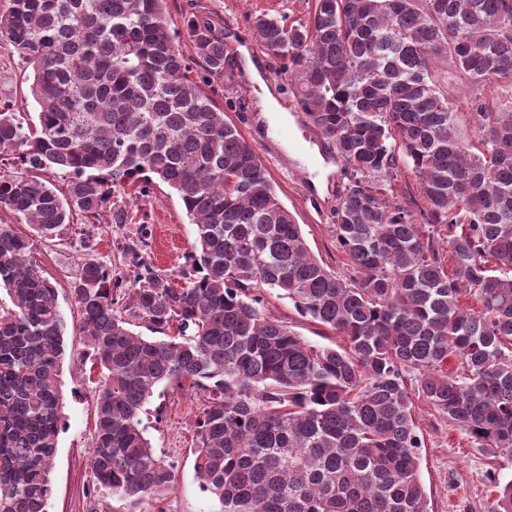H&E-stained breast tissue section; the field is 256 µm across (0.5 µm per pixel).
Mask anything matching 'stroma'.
<instances>
[{"mask_svg": "<svg viewBox=\"0 0 512 512\" xmlns=\"http://www.w3.org/2000/svg\"><path fill=\"white\" fill-rule=\"evenodd\" d=\"M312 0H168V28L182 34L184 20L193 15L209 18L223 28L229 47L221 78H207L195 68L194 78L206 79V92L224 118L253 146L280 201L293 214L312 253L332 270L348 275L352 269L336 246L333 210L347 183L343 166L331 146L312 125L293 127L292 140L277 148L262 144L265 116L258 88L243 74V58L259 64L266 84L283 109L300 113L298 93L283 73L284 61L268 53L250 26L252 15L285 17L287 23L305 19ZM31 73L18 58L0 50V102L36 119L37 105L30 96ZM116 209L126 221L91 231L85 225H67L52 240L35 239L33 249L45 274L58 283V303L67 322L63 363L62 429L52 474L53 494L47 512H220L218 501L197 479L194 471L197 421L205 404L202 391L188 384L157 387L141 415L145 435L157 454L173 463V493L162 501L130 505L118 496L95 492L88 467L94 424V394L99 380L92 371L91 351L80 332L70 293L71 273L77 272L84 252L110 265L124 280L134 277V257L125 248L142 242L138 258L169 277L173 286L185 283L191 273L195 227L190 224L179 197L165 184H153L145 194L121 198ZM268 315L292 325L307 341L321 346L339 345L333 330L302 317L292 303L277 294L265 300ZM414 412L424 437L421 478L430 512H488L496 483L512 479V460L491 457L469 442L466 435L441 417L422 394L412 396Z\"/></svg>", "mask_w": 512, "mask_h": 512, "instance_id": "35a3bbf8", "label": "stroma"}]
</instances>
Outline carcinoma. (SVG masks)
Returning <instances> with one entry per match:
<instances>
[{
    "instance_id": "obj_1",
    "label": "carcinoma",
    "mask_w": 512,
    "mask_h": 512,
    "mask_svg": "<svg viewBox=\"0 0 512 512\" xmlns=\"http://www.w3.org/2000/svg\"><path fill=\"white\" fill-rule=\"evenodd\" d=\"M166 13L167 0H9L0 14V49L32 68L38 106L29 126L0 104V211L32 230L0 224V512H46L53 493L66 323L33 237L76 216L124 224L112 199L155 179L195 225L186 286L146 262L128 285L89 256L71 288L102 374L96 490L133 504L171 491L140 413L184 380L208 393L194 470L220 512H428L411 380L476 448L512 458V94L471 98L475 142L439 72L446 57L448 78L512 91V0H313L297 24L251 18L343 163L333 232L349 276L310 252ZM184 37L224 75V32L193 16ZM403 168L422 224L386 194ZM265 290L343 344L268 316ZM126 314L178 333L147 339ZM490 512H512V480Z\"/></svg>"
}]
</instances>
